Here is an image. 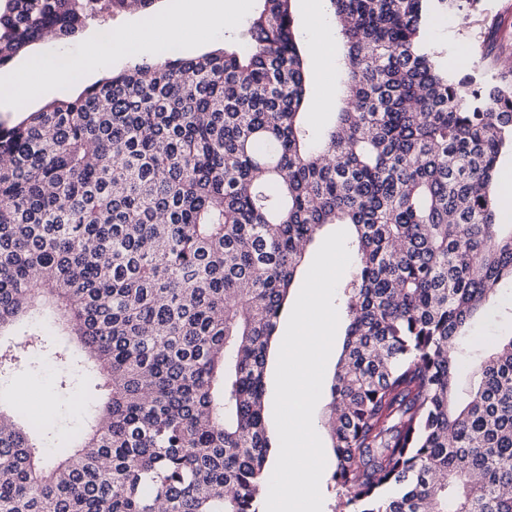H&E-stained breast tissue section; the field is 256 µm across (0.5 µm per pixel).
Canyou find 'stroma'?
<instances>
[{
    "mask_svg": "<svg viewBox=\"0 0 512 512\" xmlns=\"http://www.w3.org/2000/svg\"><path fill=\"white\" fill-rule=\"evenodd\" d=\"M233 5L237 15L236 24L224 30L222 36L203 43L183 42L179 49L183 55L198 56L223 47L242 42V32L255 8V0H224ZM480 13L434 12L425 29L427 44L441 52L442 62L448 76L458 79L468 74H479L492 79L503 71L505 61L512 60V0H483ZM495 25L496 36L492 46L480 44L479 37L488 25ZM100 28L97 23L86 24L74 38L54 44H33L26 54L16 56L5 68L0 69V80L14 77L32 83L30 96L25 99L0 101V120L17 122L28 113L43 108L62 96H77L86 86L93 84V76L84 74L77 66L90 44L99 42ZM66 64V78L51 89L35 87V72L43 65L55 61ZM512 332V282L502 281L498 285L494 303L478 319L470 331V341L477 349H484L498 337ZM66 350L75 369L66 390H55V350ZM97 379L85 355L74 337L57 333L51 339L49 349L32 354L28 360L19 362L10 371L0 375V390L19 396L23 394H50L52 406L45 420L37 428L36 437L47 457H57L59 449L74 446L80 434L88 428L95 416L101 393L96 388ZM334 371H327L321 398L316 407V418L320 424L319 436L325 448L328 464L322 476L324 485V512H339L336 486L333 479L335 459L332 433L328 421L331 417Z\"/></svg>",
    "mask_w": 512,
    "mask_h": 512,
    "instance_id": "35a3bbf8",
    "label": "stroma"
}]
</instances>
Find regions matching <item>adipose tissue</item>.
Instances as JSON below:
<instances>
[{
	"label": "adipose tissue",
	"instance_id": "adipose-tissue-1",
	"mask_svg": "<svg viewBox=\"0 0 512 512\" xmlns=\"http://www.w3.org/2000/svg\"><path fill=\"white\" fill-rule=\"evenodd\" d=\"M236 14L233 10L215 7L199 11L194 17L185 18L179 15H170L163 18L159 28H148L138 31L135 38H117L112 44L101 45L88 52L83 62L94 69L107 68L112 59L120 58L126 61H137L142 47L152 43L157 35H164L167 41H182L189 34L209 36L216 28H225L234 24Z\"/></svg>",
	"mask_w": 512,
	"mask_h": 512
}]
</instances>
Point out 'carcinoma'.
I'll return each instance as SVG.
<instances>
[{"instance_id":"1","label":"carcinoma","mask_w":512,"mask_h":512,"mask_svg":"<svg viewBox=\"0 0 512 512\" xmlns=\"http://www.w3.org/2000/svg\"><path fill=\"white\" fill-rule=\"evenodd\" d=\"M248 49L175 43L0 122V337L45 315L104 379L95 425L50 461L0 404V512H259L265 375L306 252L354 255L333 386L346 512H512V335L473 371L468 328L512 281L491 189L512 145V70L448 78L432 7L329 0L344 22L333 125L309 96L294 0H257ZM127 0H0V68ZM340 229H342L341 226H336V225L326 226L323 229V231L312 242V247L310 248L306 262H305L300 274L298 275L295 285L293 286V288L290 289L289 299H288V308L291 307L295 303L297 296L300 292L299 288H301V286H302V281L305 278L306 273L314 259V256H315L317 250L319 249L321 243L329 234H331L334 231L340 230Z\"/></svg>"}]
</instances>
